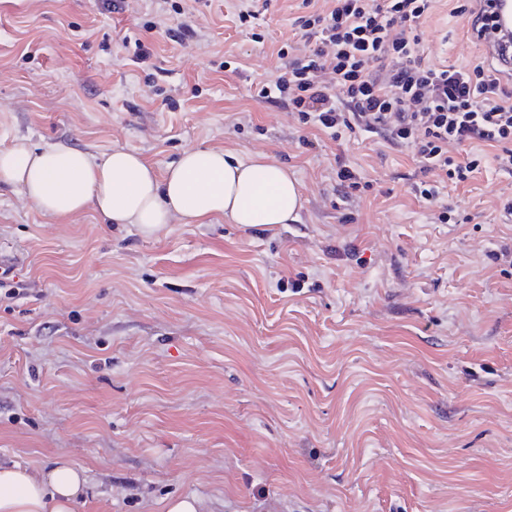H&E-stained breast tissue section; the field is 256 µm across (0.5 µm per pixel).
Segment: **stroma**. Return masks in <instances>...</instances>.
<instances>
[{"label":"stroma","mask_w":512,"mask_h":512,"mask_svg":"<svg viewBox=\"0 0 512 512\" xmlns=\"http://www.w3.org/2000/svg\"><path fill=\"white\" fill-rule=\"evenodd\" d=\"M234 4L0 0V150L125 149L160 172L196 147L260 155L303 197L292 224L147 236L1 187L0 463L83 469L78 512H512V175L485 148L444 191L478 223H433L409 151L257 98L285 39L305 51L302 0H253L244 25ZM451 8L422 37L462 64L478 51Z\"/></svg>","instance_id":"35a3bbf8"}]
</instances>
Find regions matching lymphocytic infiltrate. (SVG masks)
Masks as SVG:
<instances>
[{"label":"lymphocytic infiltrate","instance_id":"lymphocytic-infiltrate-1","mask_svg":"<svg viewBox=\"0 0 512 512\" xmlns=\"http://www.w3.org/2000/svg\"><path fill=\"white\" fill-rule=\"evenodd\" d=\"M439 0H302L297 23L307 50L281 64L257 95L331 138L369 134L409 149L421 180L416 191L439 204L441 193L477 172L484 157L454 158V147L495 148L512 175V72L478 56L461 64L428 57L422 28Z\"/></svg>","mask_w":512,"mask_h":512}]
</instances>
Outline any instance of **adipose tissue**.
Masks as SVG:
<instances>
[{"label":"adipose tissue","instance_id":"1","mask_svg":"<svg viewBox=\"0 0 512 512\" xmlns=\"http://www.w3.org/2000/svg\"><path fill=\"white\" fill-rule=\"evenodd\" d=\"M21 187L40 211L65 218L95 209L108 223L135 224L152 235L173 218L205 224H289L302 205L299 183L287 168L263 157L193 148L164 174L137 153L117 149L92 156L64 146L25 144L0 150V186ZM81 470L58 462L46 475L0 465V512H75Z\"/></svg>","mask_w":512,"mask_h":512}]
</instances>
